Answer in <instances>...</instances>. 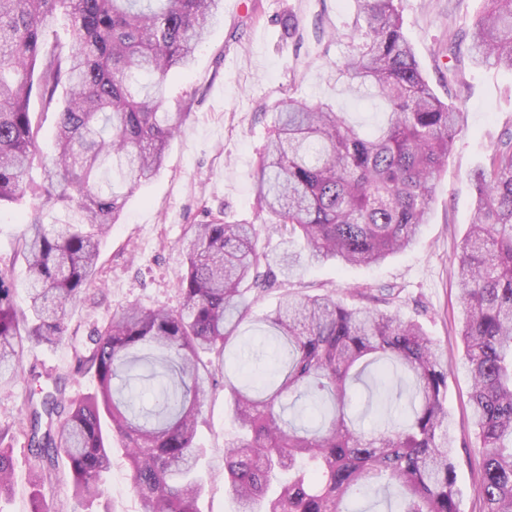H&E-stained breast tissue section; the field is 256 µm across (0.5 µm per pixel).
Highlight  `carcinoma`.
Instances as JSON below:
<instances>
[{"label": "carcinoma", "mask_w": 512, "mask_h": 512, "mask_svg": "<svg viewBox=\"0 0 512 512\" xmlns=\"http://www.w3.org/2000/svg\"><path fill=\"white\" fill-rule=\"evenodd\" d=\"M221 3L0 0V203L40 200L21 237L26 307L0 270V380L21 377L24 344L61 339L67 307L92 283L99 236L120 219L122 188L161 170L186 117L168 111L167 78L191 68ZM354 8L337 80L384 101L385 124L364 133L331 104L290 97L253 181L270 231L341 267L379 265L415 244L464 123L425 80L395 0H354ZM471 39L478 64L512 71V0H488ZM34 95L41 111L58 116L39 184L27 180L39 132ZM472 187V223L455 260L481 455L477 493L483 512H512V132L475 170ZM57 208L65 219L44 223ZM257 241L253 224L213 216L195 225L178 275L181 307L113 314L81 365L97 377L96 392L66 407L44 389L30 403L21 432L34 458L31 487L44 482V463L63 456L78 503L102 500L112 434L124 443L142 512H198L202 355L225 357L248 315V291L270 284ZM267 322L282 349L278 379L258 386L224 377L241 429L224 444V480L238 512H351V494L392 485L402 491L399 512H460L443 404L448 364L421 324L328 293H285ZM141 349L159 353L141 376L156 381L148 408L144 390L128 383ZM387 363L411 380L414 399L401 421L367 434L349 415L361 398L353 384ZM44 415L59 425L41 430ZM6 438L1 430L0 498L13 492Z\"/></svg>", "instance_id": "obj_1"}]
</instances>
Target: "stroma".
I'll return each instance as SVG.
<instances>
[{
	"instance_id": "stroma-1",
	"label": "stroma",
	"mask_w": 512,
	"mask_h": 512,
	"mask_svg": "<svg viewBox=\"0 0 512 512\" xmlns=\"http://www.w3.org/2000/svg\"><path fill=\"white\" fill-rule=\"evenodd\" d=\"M352 4L353 0H224L191 68L168 77L169 96L186 118L166 150L163 168L153 181L128 194L119 223L103 235L96 279L69 308L62 341L26 346L21 357L24 369L50 375L67 399L94 392L97 379L77 370L78 357L88 353L91 336L117 311L131 305L179 308L177 273L190 227L211 212L224 213L230 221L260 224L253 174L279 103L291 97L326 101L363 128L384 120L383 101L356 96L336 79V62L348 50L342 35ZM396 6L429 84L465 114L420 241L383 265L347 268L309 261L303 242L284 235L260 236L259 245L272 257L286 250L300 255V266L287 285L300 296L332 291L348 303L351 290L359 287L365 291V305L378 308L387 287H394L392 310L419 321L448 361L444 406L455 436L459 508L482 512L477 494L481 456L473 446L470 379L459 335L462 309L452 261L471 219L472 174L498 139L512 131V71L476 66L469 55V32L485 14V0H396ZM288 14L306 27L336 30L341 38L325 54L296 52L281 24ZM34 206L28 197L0 205V269L11 271L18 281L26 276L20 218ZM279 296L276 288L262 293L239 326L237 342L243 352L237 365L245 374L261 375L272 363L271 352L259 359L253 352L258 337L268 332L264 317ZM204 360L211 374L204 385L196 441L204 450L200 467L208 479L199 506L202 512H236L237 502L224 485V442L237 434L231 396L224 387L221 360L213 354ZM37 386L28 374L0 384V429L17 427L30 391ZM408 392L406 380L388 372L384 382L370 383L351 414L364 430H371L389 415L403 412ZM12 446L14 491L5 512H28V441L18 434ZM108 480L105 498L95 505L97 512H141L129 489L125 450L117 439L112 442ZM71 481L67 462L58 461L40 487L49 512H78Z\"/></svg>"
}]
</instances>
